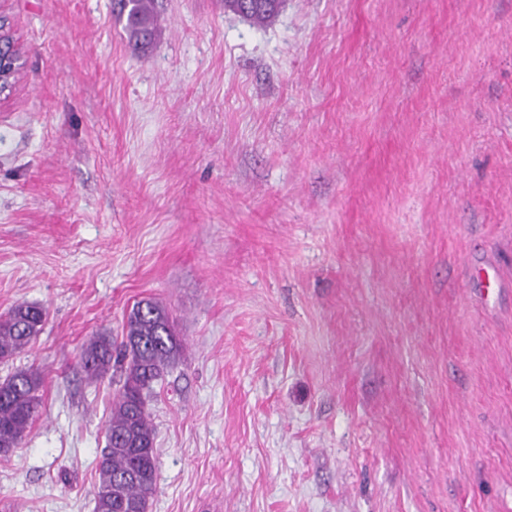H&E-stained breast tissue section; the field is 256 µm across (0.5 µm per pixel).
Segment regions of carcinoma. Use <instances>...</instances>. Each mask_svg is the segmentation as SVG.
I'll return each mask as SVG.
<instances>
[{"label":"carcinoma","instance_id":"carcinoma-1","mask_svg":"<svg viewBox=\"0 0 512 512\" xmlns=\"http://www.w3.org/2000/svg\"><path fill=\"white\" fill-rule=\"evenodd\" d=\"M118 19L129 44L140 49L161 34L155 0H117ZM280 0H224V10L255 25L270 22ZM44 309L20 303L0 317V361H8L42 332ZM183 341L174 318L151 300L136 303L127 315L121 340L93 336L81 347L79 364L92 379H102L114 366L123 384L112 402L106 426L107 444L98 457L99 482L94 512H148L157 494L158 455L155 427L147 410L153 384L179 357ZM42 372L20 370L0 382V457L17 448L41 406Z\"/></svg>","mask_w":512,"mask_h":512}]
</instances>
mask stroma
Here are the masks:
<instances>
[{"instance_id": "35a3bbf8", "label": "stroma", "mask_w": 512, "mask_h": 512, "mask_svg": "<svg viewBox=\"0 0 512 512\" xmlns=\"http://www.w3.org/2000/svg\"><path fill=\"white\" fill-rule=\"evenodd\" d=\"M0 362L43 373L0 512H94L122 379L77 363L150 298L149 512H512V0H6ZM117 17H126L124 29L133 49H140L153 42L161 34V17L155 8V0H118ZM280 6V0H224L225 11L259 26L270 22L279 13ZM3 25V26H2ZM20 42L16 38L8 15L0 11V103L9 99L19 86L22 70L19 56ZM46 319L43 308L20 303L0 317V361H8L42 332Z\"/></svg>"}]
</instances>
